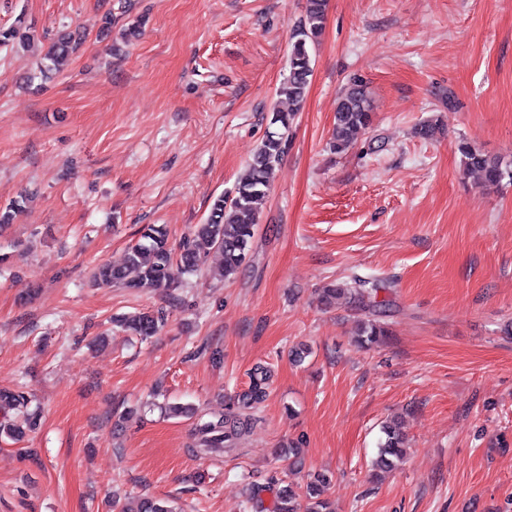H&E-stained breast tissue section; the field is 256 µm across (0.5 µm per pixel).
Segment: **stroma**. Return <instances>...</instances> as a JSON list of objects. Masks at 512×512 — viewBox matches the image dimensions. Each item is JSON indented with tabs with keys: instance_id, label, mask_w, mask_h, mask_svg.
Segmentation results:
<instances>
[{
	"instance_id": "35a3bbf8",
	"label": "stroma",
	"mask_w": 512,
	"mask_h": 512,
	"mask_svg": "<svg viewBox=\"0 0 512 512\" xmlns=\"http://www.w3.org/2000/svg\"><path fill=\"white\" fill-rule=\"evenodd\" d=\"M305 0H0V27L85 36L65 69L25 90L30 51L0 52V391L33 394L41 424L0 439V512H112V496L180 512H251L247 488L331 478L336 512H512V186L461 173L459 141L512 155V0H329L292 143L259 205L236 278L206 269L151 293L92 286L146 224L179 243L229 193L267 127ZM143 34L122 31L140 16ZM112 32L101 37L104 20ZM366 85L373 122L330 152L338 98ZM441 118L425 141L415 127ZM385 282L389 334L351 343L359 312L320 289ZM168 317L141 343L113 317ZM307 345L295 363L289 352ZM224 359L213 363L212 350ZM272 374L252 432L196 455L195 420L155 392L227 410L256 365ZM405 462L370 477L383 422ZM304 448L302 471L275 454Z\"/></svg>"
}]
</instances>
